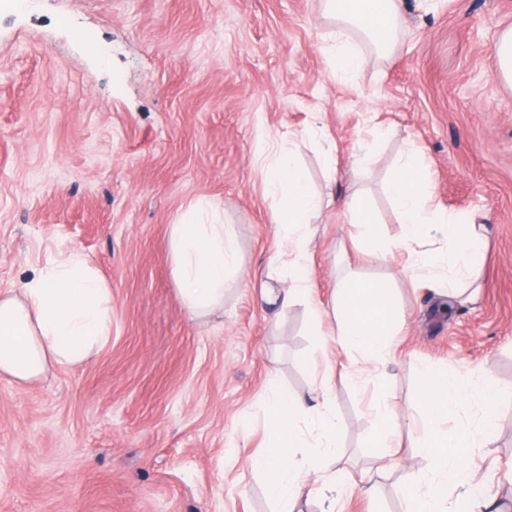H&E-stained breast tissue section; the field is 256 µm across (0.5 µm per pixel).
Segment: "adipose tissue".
Masks as SVG:
<instances>
[{
	"label": "adipose tissue",
	"instance_id": "obj_1",
	"mask_svg": "<svg viewBox=\"0 0 512 512\" xmlns=\"http://www.w3.org/2000/svg\"><path fill=\"white\" fill-rule=\"evenodd\" d=\"M403 0H327L329 12L337 20L360 22L383 47L394 38V20ZM275 175L267 191L280 204L273 220L285 231L288 267L296 285L283 292L267 290V305L288 304L295 294L308 288L309 225L318 212L331 205V197L310 189L303 169L292 158L280 156L274 162ZM404 226L399 247L413 264H447L455 274L448 292L461 295L462 283L475 279L479 270L476 255L490 239L485 229L463 223L456 217L428 207L431 179L422 159L407 154L388 184ZM437 234L447 243L446 252L419 251L423 238ZM173 274L181 284L188 309L204 313L224 302V282L237 263L234 238L221 224L185 222L172 227ZM112 290L76 252L65 260L41 268L19 288L0 294V376L23 384L39 378L47 369L72 365L100 350L112 336ZM395 303L391 291L379 280L342 278L336 286L333 316L336 346L358 351L364 359L379 360L392 348ZM418 401L428 428L416 448L428 458L432 479L427 489L408 482L403 489L406 512H445L451 489L469 484L475 436L471 430L451 433L436 430L440 421L454 418L466 396L447 374L426 368ZM327 386L310 387L307 393L290 394L271 387L268 420L271 437L265 453L254 467L267 475L270 496L279 512H293L302 495L312 494L309 476L322 472L339 456L340 426L331 412ZM309 417L318 438L317 452H307V438L295 426L296 418Z\"/></svg>",
	"mask_w": 512,
	"mask_h": 512
}]
</instances>
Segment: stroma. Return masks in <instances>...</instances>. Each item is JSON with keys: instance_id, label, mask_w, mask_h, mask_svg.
<instances>
[{"instance_id": "1", "label": "stroma", "mask_w": 512, "mask_h": 512, "mask_svg": "<svg viewBox=\"0 0 512 512\" xmlns=\"http://www.w3.org/2000/svg\"><path fill=\"white\" fill-rule=\"evenodd\" d=\"M512 0H405L395 45L378 49L323 0H0V290L63 253L82 254L112 290V340L27 385L0 377V512H276L263 473L266 394L326 381L341 426L334 500L296 512H404L400 488L427 487L415 449L421 369L467 393L481 382L498 421L476 437L474 485L494 512L512 503V84L495 45ZM369 64L337 74L327 47ZM334 203L316 219L308 297L291 287L266 193L276 150ZM419 152L441 211L489 227L480 297L440 312L432 277L403 273V226L385 193ZM377 217L379 251L345 223L347 197ZM227 225L237 266L224 305L195 317L172 269L173 225ZM383 280L399 329L385 363L337 350L330 305L340 276ZM414 436L367 448L377 406ZM374 496L361 490L363 479Z\"/></svg>"}]
</instances>
